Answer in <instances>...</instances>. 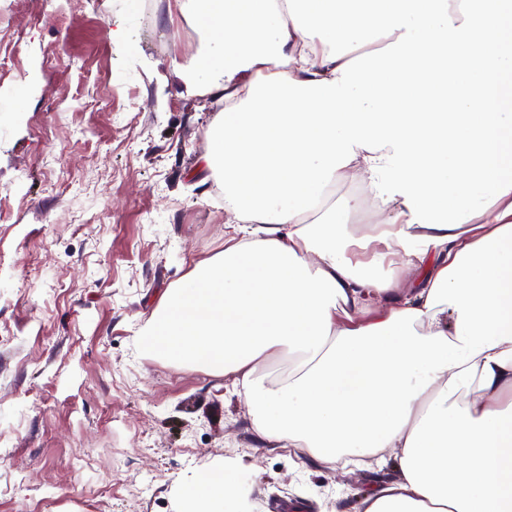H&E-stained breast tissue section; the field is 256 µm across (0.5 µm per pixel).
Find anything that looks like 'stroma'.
Returning a JSON list of instances; mask_svg holds the SVG:
<instances>
[{"mask_svg": "<svg viewBox=\"0 0 512 512\" xmlns=\"http://www.w3.org/2000/svg\"><path fill=\"white\" fill-rule=\"evenodd\" d=\"M133 3L0 0V512H178L180 483L227 459L252 512H364L394 464L261 441L222 377L137 348L232 227L196 166L222 110L187 80L200 38L174 0Z\"/></svg>", "mask_w": 512, "mask_h": 512, "instance_id": "stroma-1", "label": "stroma"}]
</instances>
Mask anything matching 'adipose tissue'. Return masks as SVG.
Returning <instances> with one entry per match:
<instances>
[{
    "instance_id": "ef3b65f1",
    "label": "adipose tissue",
    "mask_w": 512,
    "mask_h": 512,
    "mask_svg": "<svg viewBox=\"0 0 512 512\" xmlns=\"http://www.w3.org/2000/svg\"><path fill=\"white\" fill-rule=\"evenodd\" d=\"M188 2L233 233L139 350L232 379L266 441L395 463L366 512H512V0ZM351 179L387 223L325 206ZM239 481L204 466L182 512Z\"/></svg>"
}]
</instances>
